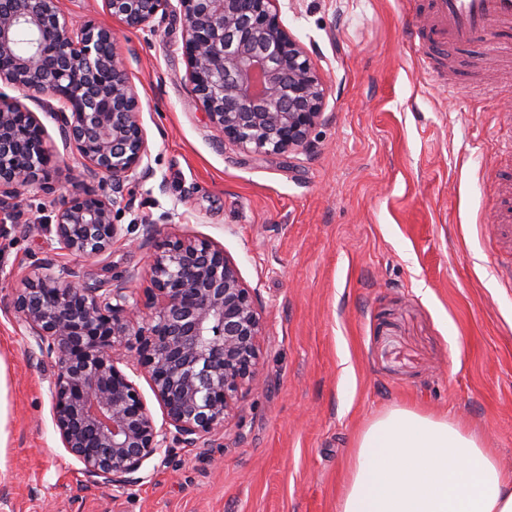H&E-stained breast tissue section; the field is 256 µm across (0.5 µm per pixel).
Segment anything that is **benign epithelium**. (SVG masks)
<instances>
[{
    "instance_id": "obj_1",
    "label": "benign epithelium",
    "mask_w": 512,
    "mask_h": 512,
    "mask_svg": "<svg viewBox=\"0 0 512 512\" xmlns=\"http://www.w3.org/2000/svg\"><path fill=\"white\" fill-rule=\"evenodd\" d=\"M192 90L212 129L238 150L270 159L308 149L323 81L272 10L274 0H177ZM171 0H106L113 18L145 28ZM0 82L42 103L65 147L106 190L57 191L60 163L36 113L0 93V205L23 191L51 196L44 231L57 249L94 259L112 249L117 195L150 171L140 100L112 29L65 19L59 0H0ZM156 240L143 293L109 288L48 261L11 304L32 349L55 361L52 420L66 451L98 486L145 481L155 457L223 427L261 382L264 325L258 292L213 241ZM126 349L134 364L120 367ZM146 373L165 418L156 424L131 374Z\"/></svg>"
}]
</instances>
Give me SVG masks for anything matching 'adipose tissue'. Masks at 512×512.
Instances as JSON below:
<instances>
[{
	"instance_id": "obj_1",
	"label": "adipose tissue",
	"mask_w": 512,
	"mask_h": 512,
	"mask_svg": "<svg viewBox=\"0 0 512 512\" xmlns=\"http://www.w3.org/2000/svg\"><path fill=\"white\" fill-rule=\"evenodd\" d=\"M338 512H512V473L452 421L393 408L358 436Z\"/></svg>"
}]
</instances>
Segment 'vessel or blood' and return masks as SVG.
Returning a JSON list of instances; mask_svg holds the SVG:
<instances>
[{"label": "vessel or blood", "instance_id": "vessel-or-blood-1", "mask_svg": "<svg viewBox=\"0 0 512 512\" xmlns=\"http://www.w3.org/2000/svg\"><path fill=\"white\" fill-rule=\"evenodd\" d=\"M426 27L414 31L424 68L435 67V48H454L493 31H512V0H425Z\"/></svg>", "mask_w": 512, "mask_h": 512}]
</instances>
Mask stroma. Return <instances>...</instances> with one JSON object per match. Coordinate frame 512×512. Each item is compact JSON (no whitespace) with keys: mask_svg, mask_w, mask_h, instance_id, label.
<instances>
[{"mask_svg":"<svg viewBox=\"0 0 512 512\" xmlns=\"http://www.w3.org/2000/svg\"><path fill=\"white\" fill-rule=\"evenodd\" d=\"M325 82L307 152L262 160L224 143L196 99L175 12L131 31L105 0H59L112 28L141 101L151 174L117 204L124 237L103 257L54 250L42 196L0 223V359L9 439L0 512H337L359 433L393 408L481 434L512 469V290L479 225L512 189V34L423 69L410 30L421 0H276ZM463 95H448L449 81ZM208 238L259 292L262 383L209 443L146 462L143 483L93 486L51 415L56 367L31 352L13 288L50 260L109 285L154 250L141 227Z\"/></svg>","mask_w":512,"mask_h":512,"instance_id":"obj_1","label":"stroma"}]
</instances>
